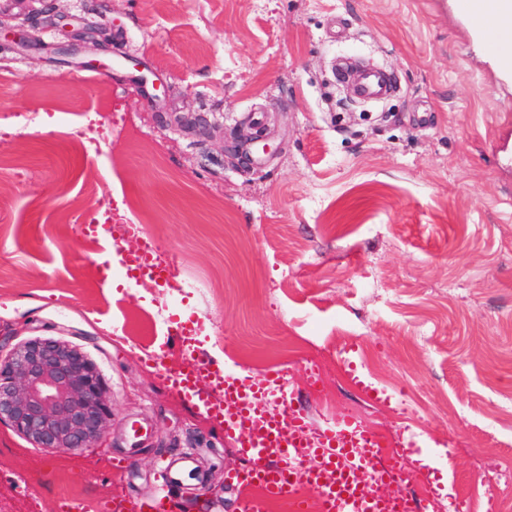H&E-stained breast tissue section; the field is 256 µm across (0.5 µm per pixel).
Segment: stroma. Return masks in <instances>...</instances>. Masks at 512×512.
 Wrapping results in <instances>:
<instances>
[{
    "label": "stroma",
    "instance_id": "stroma-1",
    "mask_svg": "<svg viewBox=\"0 0 512 512\" xmlns=\"http://www.w3.org/2000/svg\"><path fill=\"white\" fill-rule=\"evenodd\" d=\"M111 29L97 72L54 62L49 11ZM44 48L0 40V349L34 338L97 365L112 416L97 448H39L0 423V512L148 497L157 460L191 452L175 512H233V443L179 401L139 345L194 316L213 358L244 378L286 373L311 426L345 411L385 435L418 434L453 470L426 512L512 502V78L459 0H24L0 4ZM386 71L393 95L361 103L334 57ZM170 86L139 90L137 73ZM256 124L270 146L243 167L221 139ZM113 208L152 237L176 285L90 269L82 225ZM330 365L312 395L305 350ZM393 397L367 402L348 366ZM134 467L109 473L113 456Z\"/></svg>",
    "mask_w": 512,
    "mask_h": 512
}]
</instances>
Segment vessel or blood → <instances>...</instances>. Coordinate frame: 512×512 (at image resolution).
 Listing matches in <instances>:
<instances>
[{
	"label": "vessel or blood",
	"instance_id": "vessel-or-blood-1",
	"mask_svg": "<svg viewBox=\"0 0 512 512\" xmlns=\"http://www.w3.org/2000/svg\"><path fill=\"white\" fill-rule=\"evenodd\" d=\"M393 90L385 73L370 72L360 78L359 93L364 100H381ZM86 230L115 245L112 256L98 265L101 289L112 290L116 266L126 279H150L161 286L167 283L171 268L151 243L134 251L120 249L126 226L100 221L87 225ZM168 330L185 354V362L167 367L160 353L148 348L141 349L139 357L158 369L164 386L174 396L205 409L247 461V468L229 472L227 484L251 486L257 493L238 498L236 512H266L271 502L283 499L290 501L294 512H420L402 464L411 457L424 456L423 445L403 438L401 454L385 460L377 434L346 415L337 417L321 434L311 435L307 414L292 405L283 372L272 371L249 381L240 378L204 353L198 340L200 325L193 317L170 319ZM350 379L368 400L388 402L386 391L362 374L351 372ZM274 392L282 403L278 412L263 405ZM196 469L192 455H179L163 464L162 483L152 497L116 495L104 508L106 512H170L174 488L181 486L185 473ZM383 485L394 486V493H380Z\"/></svg>",
	"mask_w": 512,
	"mask_h": 512
}]
</instances>
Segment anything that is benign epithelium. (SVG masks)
<instances>
[{"label": "benign epithelium", "instance_id": "1", "mask_svg": "<svg viewBox=\"0 0 512 512\" xmlns=\"http://www.w3.org/2000/svg\"><path fill=\"white\" fill-rule=\"evenodd\" d=\"M53 24L69 30V40L55 51V62L71 63L79 52L91 56L111 42L106 29L88 24L70 28L68 17ZM14 38L27 48L38 39L18 34L9 19L0 17V36ZM263 141L258 133L237 132L224 142V151L243 164L253 161L249 147ZM112 400L96 365L78 348L54 339L25 341L0 356V421L40 448H95L108 430Z\"/></svg>", "mask_w": 512, "mask_h": 512}]
</instances>
